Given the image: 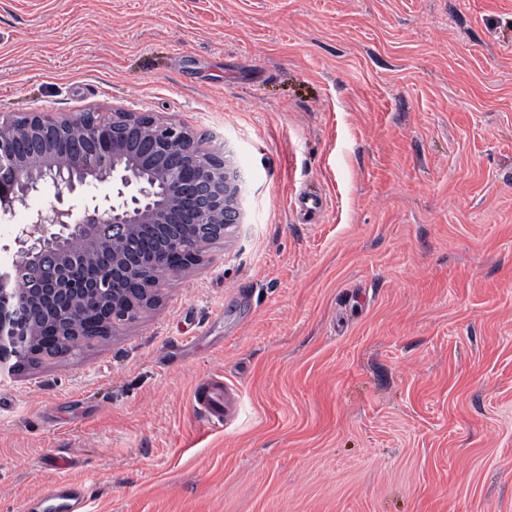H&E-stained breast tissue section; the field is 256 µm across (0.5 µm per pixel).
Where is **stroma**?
I'll list each match as a JSON object with an SVG mask.
<instances>
[{"mask_svg":"<svg viewBox=\"0 0 512 512\" xmlns=\"http://www.w3.org/2000/svg\"><path fill=\"white\" fill-rule=\"evenodd\" d=\"M115 109L224 148L242 222L0 365V512H512V0H0V123ZM195 407L202 411L206 420L212 425H224L233 409L224 393V382L211 378L199 385L193 395Z\"/></svg>","mask_w":512,"mask_h":512,"instance_id":"1","label":"stroma"}]
</instances>
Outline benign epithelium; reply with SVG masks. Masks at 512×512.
Listing matches in <instances>:
<instances>
[{"label":"benign epithelium","instance_id":"benign-epithelium-1","mask_svg":"<svg viewBox=\"0 0 512 512\" xmlns=\"http://www.w3.org/2000/svg\"><path fill=\"white\" fill-rule=\"evenodd\" d=\"M50 181L77 208L30 212L0 276V363L60 359L135 323L171 277L241 223L238 171L207 137L140 112H31L0 126V211Z\"/></svg>","mask_w":512,"mask_h":512}]
</instances>
